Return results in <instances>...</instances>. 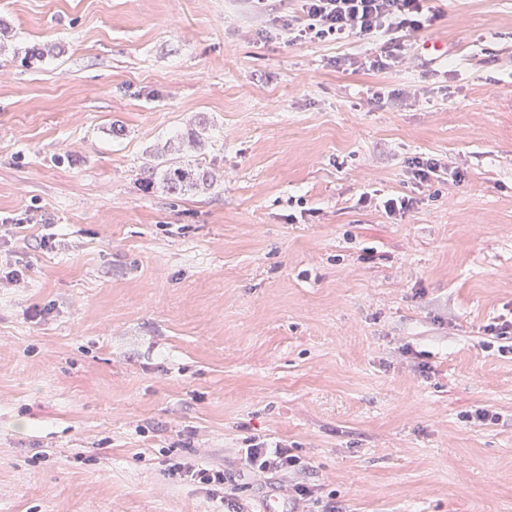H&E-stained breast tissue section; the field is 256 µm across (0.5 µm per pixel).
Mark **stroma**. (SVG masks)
<instances>
[{"mask_svg": "<svg viewBox=\"0 0 512 512\" xmlns=\"http://www.w3.org/2000/svg\"><path fill=\"white\" fill-rule=\"evenodd\" d=\"M430 5L419 67L367 73L334 61L377 38L260 37L296 0H0V251L30 267L0 288V512H221L180 458L248 512L298 479L342 512H512L485 331L512 316V0ZM200 124L216 184L146 192ZM415 157L459 174L418 186ZM254 437L300 475L249 476ZM358 203L364 207H372L374 204L375 208H377V204L379 207L382 205L385 213L388 216H396L403 215L413 209L417 203V199L414 197L404 196L401 198H388L384 201H381V203H375L373 196L370 193L364 192L360 195ZM168 475L180 482L196 484L202 489L212 492V494H217V496L220 493V489L224 490V496L220 498L222 502L224 500L225 506L227 505L228 508L232 509L225 511H248L236 496V491L239 488L236 484V478L223 469L204 468L189 462L179 461L169 465Z\"/></svg>", "mask_w": 512, "mask_h": 512, "instance_id": "stroma-1", "label": "stroma"}]
</instances>
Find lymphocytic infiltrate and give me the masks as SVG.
I'll list each match as a JSON object with an SVG mask.
<instances>
[{
    "label": "lymphocytic infiltrate",
    "mask_w": 512,
    "mask_h": 512,
    "mask_svg": "<svg viewBox=\"0 0 512 512\" xmlns=\"http://www.w3.org/2000/svg\"><path fill=\"white\" fill-rule=\"evenodd\" d=\"M295 15L277 17L281 30L296 33L309 41H339L352 36L383 38L379 51L365 56H344L336 64L352 70L381 72L406 70L414 66L411 39L431 27L437 18L426 0H299ZM245 464L258 478L273 473L292 472L301 461L282 445L270 446L249 439L244 450ZM168 474L180 482L200 486L222 495L232 512H245L236 491L235 477L225 470L199 467L188 462L170 464Z\"/></svg>",
    "instance_id": "obj_1"
}]
</instances>
